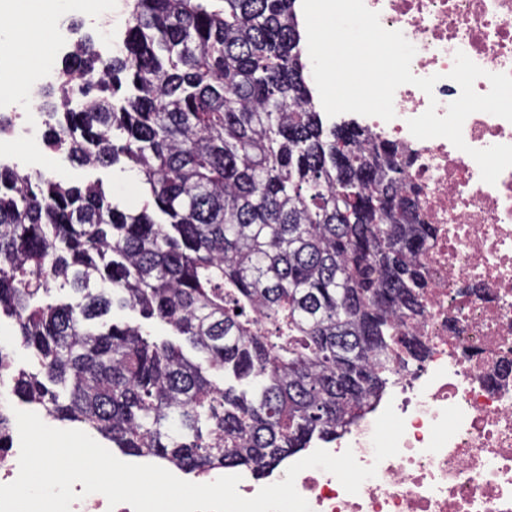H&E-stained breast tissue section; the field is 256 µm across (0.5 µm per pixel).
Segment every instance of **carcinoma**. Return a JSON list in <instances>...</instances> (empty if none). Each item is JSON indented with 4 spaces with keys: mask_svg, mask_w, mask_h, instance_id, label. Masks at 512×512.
<instances>
[{
    "mask_svg": "<svg viewBox=\"0 0 512 512\" xmlns=\"http://www.w3.org/2000/svg\"><path fill=\"white\" fill-rule=\"evenodd\" d=\"M296 3L135 0L119 53L66 56L47 148L126 159L147 199L0 166V315L36 360L14 394L126 454L260 472L336 437L399 350L425 358L398 321L424 314L435 229L394 144L323 121ZM113 317L118 320L127 321L134 324H142L143 327L150 331L152 335L160 338H168L174 341H178L176 336H169L170 332L166 327L160 325L154 320H146L142 318L138 310L124 309V310H113Z\"/></svg>",
    "mask_w": 512,
    "mask_h": 512,
    "instance_id": "1",
    "label": "carcinoma"
}]
</instances>
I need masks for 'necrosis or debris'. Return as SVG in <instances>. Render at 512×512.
Returning a JSON list of instances; mask_svg holds the SVG:
<instances>
[{
  "label": "necrosis or debris",
  "instance_id": "obj_1",
  "mask_svg": "<svg viewBox=\"0 0 512 512\" xmlns=\"http://www.w3.org/2000/svg\"><path fill=\"white\" fill-rule=\"evenodd\" d=\"M382 26L415 46V76L438 75L433 95L400 86L395 117L354 115L373 139L398 145L404 182L422 223L436 234L418 256L429 278L422 317L402 324L428 348L422 361L395 362L390 381L333 440L311 449L352 450L376 465L358 494L320 469H306L295 486L312 512H512V168L496 184L482 181L467 151L448 140H419L411 118L436 103L445 115L460 88L449 79L456 52L491 73H512V0H365ZM61 49L49 30L40 62L0 99L11 132L0 140V165L19 172L57 169L39 150L45 116L31 90L56 82ZM462 135L469 148L512 145V122L476 112ZM405 420L398 455L375 461L374 423L386 406Z\"/></svg>",
  "mask_w": 512,
  "mask_h": 512
}]
</instances>
